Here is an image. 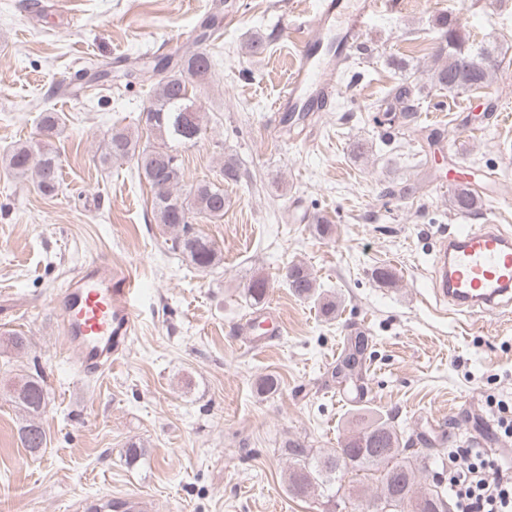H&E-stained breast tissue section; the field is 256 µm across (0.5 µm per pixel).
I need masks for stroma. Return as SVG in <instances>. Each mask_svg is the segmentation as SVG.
I'll return each mask as SVG.
<instances>
[{
    "instance_id": "stroma-1",
    "label": "stroma",
    "mask_w": 512,
    "mask_h": 512,
    "mask_svg": "<svg viewBox=\"0 0 512 512\" xmlns=\"http://www.w3.org/2000/svg\"><path fill=\"white\" fill-rule=\"evenodd\" d=\"M0 0V334L28 348H0V380L39 370L48 399V444L32 455L21 412L0 397V512H67L86 496L145 498L152 512H363L379 482L347 477L362 497L297 498L288 491L286 441L336 447L359 405L392 414L424 436L417 453L447 459L448 441L512 457L497 430L512 408V315L444 312L431 291V251L459 224L512 230V0H396L373 16L348 52L350 68L301 135H284L271 102L296 55L298 25L316 0H73L72 13L38 0ZM236 17L213 35L209 79L195 92L207 133L182 154L183 187L214 179L235 156L247 181H228L223 219L194 228L222 251L203 272L174 250L152 215V190L134 161L101 164L112 128L135 129L148 83L126 77L131 61L176 54L210 14ZM459 17L503 62L488 91L448 95L429 86L416 122L377 123L365 107L403 80H425L438 48L437 20ZM262 37L268 49L251 56ZM497 112L485 115L489 102ZM60 113L52 137L41 113ZM28 142L56 152L61 186L43 195L14 178L7 155ZM423 148L414 166L407 146ZM476 189L479 215L449 207L440 176ZM423 181L420 199L386 187ZM330 235L316 234L313 217ZM93 258L137 278L136 332L101 377L70 365L52 295ZM307 266L336 301L334 317L296 296L285 270ZM391 272L381 284L377 271ZM268 282L265 306L280 334L263 335L246 296ZM369 338L363 403L338 393L327 371L346 338ZM273 375L280 390L259 391ZM142 445L134 463L129 443Z\"/></svg>"
}]
</instances>
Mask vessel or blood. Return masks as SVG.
Segmentation results:
<instances>
[{
  "mask_svg": "<svg viewBox=\"0 0 512 512\" xmlns=\"http://www.w3.org/2000/svg\"><path fill=\"white\" fill-rule=\"evenodd\" d=\"M383 0H362L349 9L345 0H321L302 27L295 66L271 109L298 115L320 109L335 87L339 61L362 36ZM432 289L437 302L468 317L512 312V234L486 224L443 237L435 255ZM136 282L101 259L88 260L54 296L60 331L74 366L93 377L126 353L135 332ZM81 512H149L139 497H87Z\"/></svg>",
  "mask_w": 512,
  "mask_h": 512,
  "instance_id": "b4317fda",
  "label": "vessel or blood"
}]
</instances>
